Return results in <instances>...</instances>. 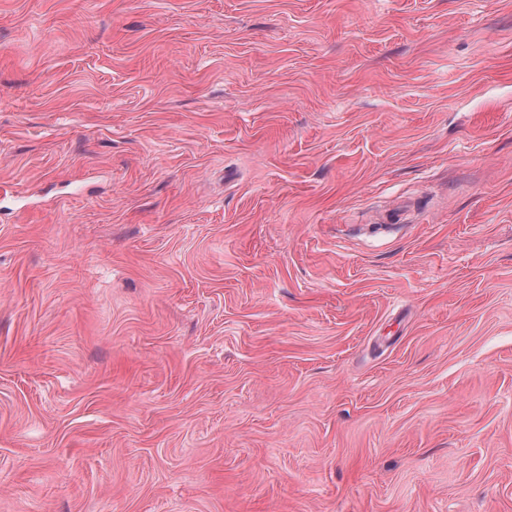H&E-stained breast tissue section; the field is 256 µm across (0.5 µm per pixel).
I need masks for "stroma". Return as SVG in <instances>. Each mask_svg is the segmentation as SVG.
<instances>
[{
    "instance_id": "35a3bbf8",
    "label": "stroma",
    "mask_w": 512,
    "mask_h": 512,
    "mask_svg": "<svg viewBox=\"0 0 512 512\" xmlns=\"http://www.w3.org/2000/svg\"><path fill=\"white\" fill-rule=\"evenodd\" d=\"M0 512H512V0H0Z\"/></svg>"
}]
</instances>
